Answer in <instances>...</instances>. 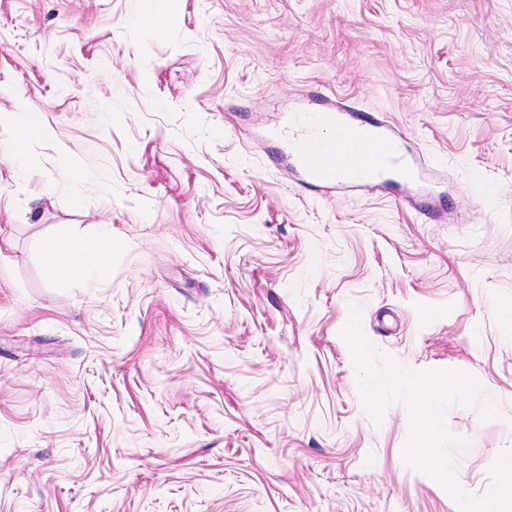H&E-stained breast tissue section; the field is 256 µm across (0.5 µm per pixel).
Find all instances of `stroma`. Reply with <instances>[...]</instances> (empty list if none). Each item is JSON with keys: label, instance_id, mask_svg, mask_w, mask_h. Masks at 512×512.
I'll return each mask as SVG.
<instances>
[{"label": "stroma", "instance_id": "35a3bbf8", "mask_svg": "<svg viewBox=\"0 0 512 512\" xmlns=\"http://www.w3.org/2000/svg\"><path fill=\"white\" fill-rule=\"evenodd\" d=\"M0 0V512H458L374 425L351 305L406 367L474 374L477 495L512 448V0ZM437 170L302 193L275 130L313 90ZM35 113L24 132L13 113ZM108 224L112 236L100 238ZM59 233L110 254L74 279ZM43 249L49 258L52 271L63 277H77L81 273L84 258L96 265H104L109 259L104 249H89L82 257L77 251L75 240L68 234H58L46 239Z\"/></svg>", "mask_w": 512, "mask_h": 512}]
</instances>
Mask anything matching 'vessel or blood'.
<instances>
[{"label": "vessel or blood", "instance_id": "obj_1", "mask_svg": "<svg viewBox=\"0 0 512 512\" xmlns=\"http://www.w3.org/2000/svg\"><path fill=\"white\" fill-rule=\"evenodd\" d=\"M357 111L351 102L324 97L317 103L316 123L288 129L301 191L375 188L391 168L423 173L421 158L410 152L399 127L370 114L353 123Z\"/></svg>", "mask_w": 512, "mask_h": 512}]
</instances>
